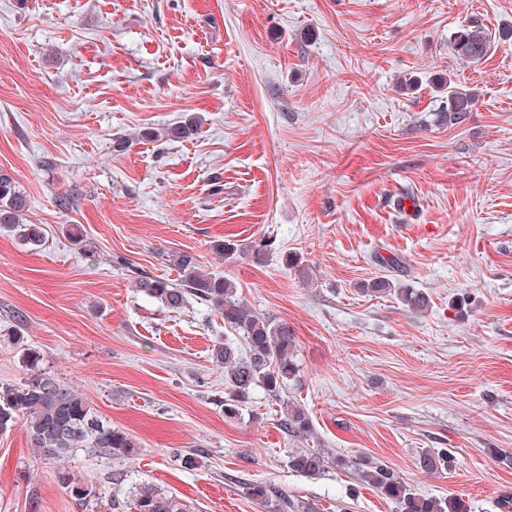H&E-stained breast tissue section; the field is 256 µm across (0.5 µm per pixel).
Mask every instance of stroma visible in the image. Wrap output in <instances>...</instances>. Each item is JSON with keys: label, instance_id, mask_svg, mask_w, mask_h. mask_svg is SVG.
Returning a JSON list of instances; mask_svg holds the SVG:
<instances>
[{"label": "stroma", "instance_id": "obj_1", "mask_svg": "<svg viewBox=\"0 0 512 512\" xmlns=\"http://www.w3.org/2000/svg\"><path fill=\"white\" fill-rule=\"evenodd\" d=\"M505 24L512 0H0V172L45 233L31 251L0 230V385L28 375L8 341L21 328L41 367L138 445L108 467L83 452L58 465L21 428L0 432V512H105L141 480L192 512H268L246 493L256 482L318 512H395L350 470L293 472L288 455L305 448L364 453L421 495L499 512L512 491L499 460L512 454ZM468 25L494 37L474 64L448 42ZM447 79L475 96L456 126L434 119ZM193 113L205 122L192 139L139 137ZM122 137L132 145L114 151ZM263 236L275 248L258 263ZM223 240L239 244L232 258ZM182 251L293 329L300 380L282 396L309 412L312 437L289 435L261 390L225 416L220 315L169 311L136 286L175 277ZM380 277L423 290L429 308L364 292ZM425 448L453 450L452 466L419 471ZM189 451L198 468L181 466ZM62 470L91 489L85 505Z\"/></svg>", "mask_w": 512, "mask_h": 512}]
</instances>
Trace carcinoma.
<instances>
[{
	"mask_svg": "<svg viewBox=\"0 0 512 512\" xmlns=\"http://www.w3.org/2000/svg\"><path fill=\"white\" fill-rule=\"evenodd\" d=\"M454 54L468 62H479L491 50L490 35L478 26L458 29L450 37ZM446 107L437 114L443 124L464 122L475 105V96L459 87L445 84ZM203 118L192 115L159 131L147 130L141 138L149 141H180L193 137L201 129ZM28 210L26 196L15 181L0 173V227L13 228L26 244L41 246L42 227L25 223ZM177 277L143 276L136 282L140 291L172 312H179L191 302L215 309L224 326L244 341L241 350L232 341H217L211 357L224 366V414L237 415L249 403L255 390L263 389L280 407L281 425L290 435L305 439L314 434L308 411L281 396L286 384L298 376L297 342L292 328L253 312L239 296L236 282L203 270L197 256L189 252L174 255ZM366 291L373 294L393 293L413 314L429 307L427 293L412 286H395L387 279L372 281ZM29 375L17 385L0 386V432L21 425L28 443L42 460L62 461L79 452L91 453L98 459L112 461L134 454L135 439L123 428L97 413L79 392L62 384L39 366L40 355L30 347L21 349ZM453 461L447 448H425L415 458V466L423 473L435 474ZM351 468L359 479L391 501L397 512H467V506L454 498L424 497L412 491L399 473L387 464L366 455L328 456L318 449H302L288 456V467L299 475L316 479L328 465ZM59 482L72 498L84 503L91 490L81 480L61 471ZM247 494L269 512H317L315 507L294 500L273 484L255 483ZM111 512H191L177 495L140 483L123 499L110 498Z\"/></svg>",
	"mask_w": 512,
	"mask_h": 512,
	"instance_id": "cac0c4a2",
	"label": "carcinoma"
}]
</instances>
